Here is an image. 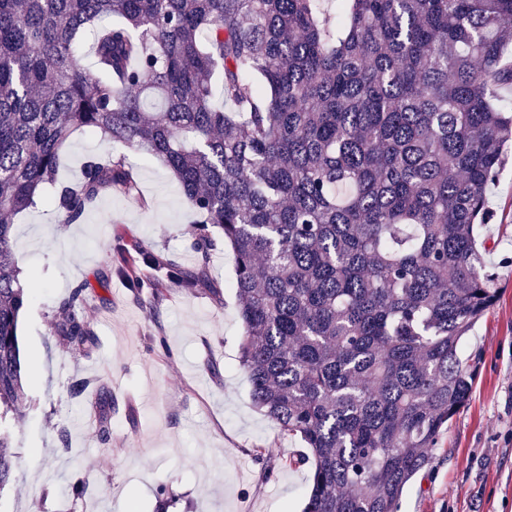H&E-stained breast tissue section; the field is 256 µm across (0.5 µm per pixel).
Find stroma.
I'll return each instance as SVG.
<instances>
[{
    "instance_id": "obj_1",
    "label": "stroma",
    "mask_w": 512,
    "mask_h": 512,
    "mask_svg": "<svg viewBox=\"0 0 512 512\" xmlns=\"http://www.w3.org/2000/svg\"><path fill=\"white\" fill-rule=\"evenodd\" d=\"M112 146L75 133L59 175L77 181L87 156ZM142 201L102 196L81 223L62 224L38 205L14 218L13 247L28 302L19 319L25 370L23 416L10 425L15 482L0 512H301L304 467L265 477L254 449L276 458L302 452L252 402L239 363L242 324L225 285L233 255L214 253L208 275L220 298L167 284L162 300L134 298L115 273L119 245L146 248L190 267L194 216L155 159H135ZM489 223L480 225L486 269L499 296L465 335L476 378L428 466L404 491L400 512H512V158L492 181ZM87 283L84 310L97 331L83 351L54 333L59 302ZM88 388L72 398V381Z\"/></svg>"
}]
</instances>
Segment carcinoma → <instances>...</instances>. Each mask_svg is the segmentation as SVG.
Returning a JSON list of instances; mask_svg holds the SVG:
<instances>
[{
	"label": "carcinoma",
	"instance_id": "1",
	"mask_svg": "<svg viewBox=\"0 0 512 512\" xmlns=\"http://www.w3.org/2000/svg\"><path fill=\"white\" fill-rule=\"evenodd\" d=\"M510 36L512 0H0V492L23 400L11 219L48 187L62 224L105 192L141 198L137 153L180 184L197 263L135 242L116 272L137 298L166 280L218 297L207 266L230 247L252 401L304 448L254 449L265 476L308 466L302 512H400L469 400L460 344L498 295L475 225L512 142L494 97ZM78 130L112 154L60 183ZM86 288L57 325L79 349Z\"/></svg>",
	"mask_w": 512,
	"mask_h": 512
}]
</instances>
